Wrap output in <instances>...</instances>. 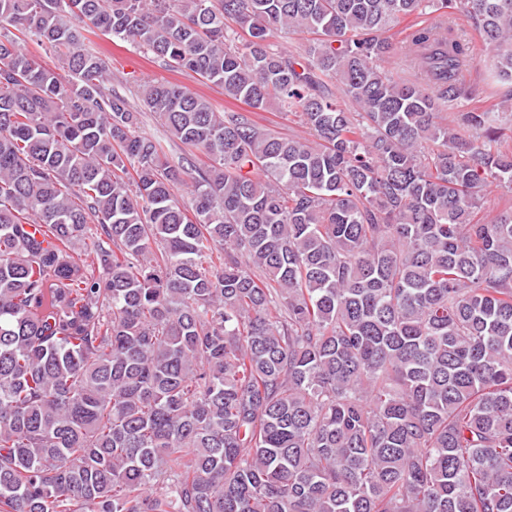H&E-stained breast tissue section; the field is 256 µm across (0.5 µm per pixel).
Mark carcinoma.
I'll list each match as a JSON object with an SVG mask.
<instances>
[{
	"label": "carcinoma",
	"mask_w": 512,
	"mask_h": 512,
	"mask_svg": "<svg viewBox=\"0 0 512 512\" xmlns=\"http://www.w3.org/2000/svg\"><path fill=\"white\" fill-rule=\"evenodd\" d=\"M461 23L512 85V0H0V512H512V96ZM97 33L248 110L131 102ZM259 121L282 134L295 136L302 139L310 138L308 129L297 118L285 116L277 108H270L265 112H259Z\"/></svg>",
	"instance_id": "carcinoma-1"
}]
</instances>
